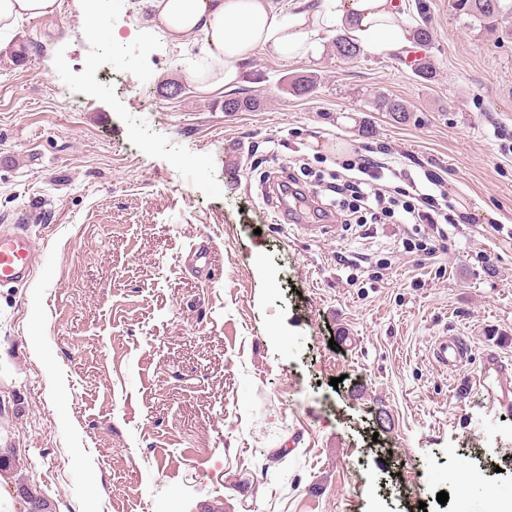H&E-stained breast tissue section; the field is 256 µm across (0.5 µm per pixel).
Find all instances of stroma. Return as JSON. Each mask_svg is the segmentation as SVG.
Segmentation results:
<instances>
[{
	"label": "stroma",
	"instance_id": "obj_1",
	"mask_svg": "<svg viewBox=\"0 0 512 512\" xmlns=\"http://www.w3.org/2000/svg\"><path fill=\"white\" fill-rule=\"evenodd\" d=\"M425 2L426 47L249 50L244 112L196 89L198 50L129 38L145 0H112L120 42L75 0L12 33L0 225L29 215L40 261L0 288V451L54 512H482L512 494V404L456 393L485 354L512 364V243L493 230L512 229V14L490 33ZM297 74L312 95L283 92ZM360 154L423 191L441 176L474 224L420 262L411 225L361 233L325 195L276 221L274 172L311 181ZM452 334L471 357L443 370L429 348ZM372 108L377 112H388L394 118L404 120L410 112L405 101L386 95H378L371 102Z\"/></svg>",
	"mask_w": 512,
	"mask_h": 512
}]
</instances>
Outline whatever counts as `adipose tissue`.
I'll use <instances>...</instances> for the list:
<instances>
[{"label":"adipose tissue","instance_id":"adipose-tissue-1","mask_svg":"<svg viewBox=\"0 0 512 512\" xmlns=\"http://www.w3.org/2000/svg\"><path fill=\"white\" fill-rule=\"evenodd\" d=\"M151 20L134 37L184 47L203 37V51L221 62L201 69L192 80L200 91L236 85L239 63L252 48L288 59L318 57L329 35L347 33L371 52L403 47L412 31L399 0H294L283 10L275 0H148ZM60 0H0V36L19 20L59 13Z\"/></svg>","mask_w":512,"mask_h":512}]
</instances>
